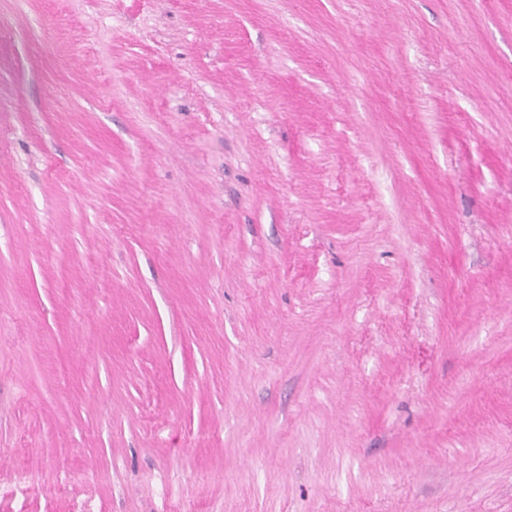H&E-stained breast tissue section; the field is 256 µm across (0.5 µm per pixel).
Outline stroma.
<instances>
[{
	"label": "stroma",
	"instance_id": "stroma-1",
	"mask_svg": "<svg viewBox=\"0 0 512 512\" xmlns=\"http://www.w3.org/2000/svg\"><path fill=\"white\" fill-rule=\"evenodd\" d=\"M0 512H512V0H0Z\"/></svg>",
	"mask_w": 512,
	"mask_h": 512
}]
</instances>
